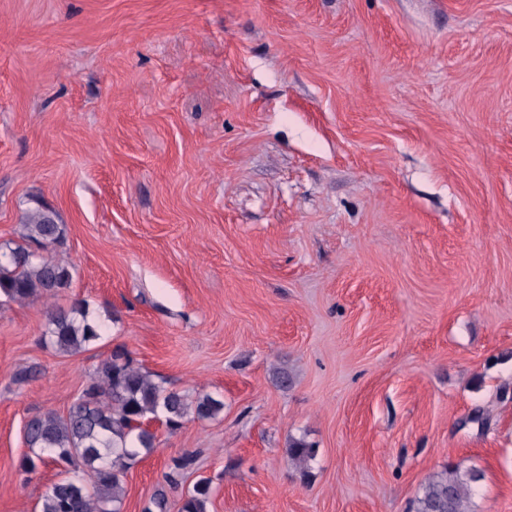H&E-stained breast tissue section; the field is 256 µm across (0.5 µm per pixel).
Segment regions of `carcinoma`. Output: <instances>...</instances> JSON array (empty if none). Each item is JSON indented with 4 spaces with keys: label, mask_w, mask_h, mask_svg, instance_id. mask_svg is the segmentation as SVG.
<instances>
[{
    "label": "carcinoma",
    "mask_w": 512,
    "mask_h": 512,
    "mask_svg": "<svg viewBox=\"0 0 512 512\" xmlns=\"http://www.w3.org/2000/svg\"><path fill=\"white\" fill-rule=\"evenodd\" d=\"M22 226L24 243L0 254V293L23 302L54 296L69 287L71 267L56 255L63 228L55 210L36 200L25 212ZM35 245L43 249V256L29 257ZM45 336L57 350L73 353L99 340L101 333L88 307L76 303L67 310L48 311ZM223 409L224 402L209 393L190 400L165 390L134 364L127 351L111 352L65 414L47 412L25 425L27 446L66 466L64 476L44 496L40 512H123V479L138 458L154 450L156 436L144 427L147 416L160 414L165 426L176 430L190 415L210 420ZM314 455V446L303 439L289 444V458L301 465ZM193 464L189 453L172 458L166 482L178 484ZM77 469L88 481L69 476V471ZM482 479L478 469L450 465L425 481L414 512H471V494ZM210 497V481L199 480L185 496L181 512H208Z\"/></svg>",
    "instance_id": "1"
}]
</instances>
